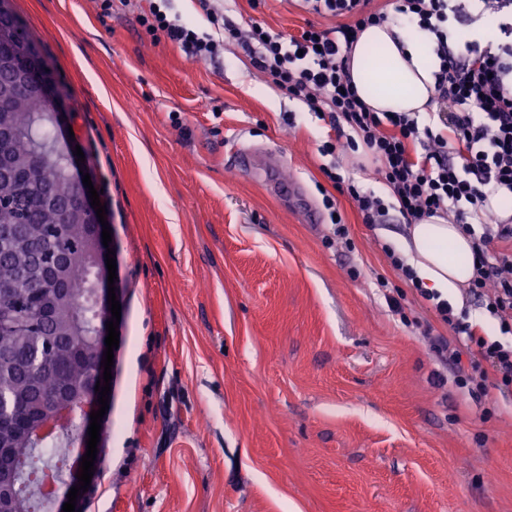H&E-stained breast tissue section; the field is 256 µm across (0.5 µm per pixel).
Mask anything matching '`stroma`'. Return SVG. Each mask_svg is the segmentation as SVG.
Segmentation results:
<instances>
[{"instance_id": "obj_1", "label": "stroma", "mask_w": 512, "mask_h": 512, "mask_svg": "<svg viewBox=\"0 0 512 512\" xmlns=\"http://www.w3.org/2000/svg\"><path fill=\"white\" fill-rule=\"evenodd\" d=\"M8 5L107 209L122 290L81 512H512V389L455 386L433 348L450 330L385 253L408 226H368L336 192L326 123L236 42L201 61L153 42L149 0ZM218 7L288 36L325 23L295 0ZM236 141L278 166L238 171Z\"/></svg>"}]
</instances>
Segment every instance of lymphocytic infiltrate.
<instances>
[{
    "label": "lymphocytic infiltrate",
    "mask_w": 512,
    "mask_h": 512,
    "mask_svg": "<svg viewBox=\"0 0 512 512\" xmlns=\"http://www.w3.org/2000/svg\"><path fill=\"white\" fill-rule=\"evenodd\" d=\"M199 2L209 22L222 25L223 38L169 15L168 0H151L139 20L153 40L167 39L192 59L214 57L225 40H234L268 83L344 135L347 150L371 156L393 206L335 165L322 168L334 188L356 203L365 223H382L394 207L410 224L437 215L457 225L472 241L469 288L497 320L500 336L478 333L467 310H454L424 288L421 296L432 301L453 334L435 349L455 368L458 388H511L512 225L497 222L490 201L512 196V0H397L391 11L374 0H301L303 9L337 24L311 25L289 37L257 23L241 29L226 23L211 0ZM490 18L496 39L473 38L472 29ZM392 20L418 23L435 36L437 127H420L414 112L370 111L347 75L360 33Z\"/></svg>",
    "instance_id": "1"
}]
</instances>
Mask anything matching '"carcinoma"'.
I'll list each match as a JSON object with an SVG mask.
<instances>
[{"mask_svg":"<svg viewBox=\"0 0 512 512\" xmlns=\"http://www.w3.org/2000/svg\"><path fill=\"white\" fill-rule=\"evenodd\" d=\"M0 86L21 80L20 64L34 57L46 68L33 43L21 36L0 40ZM47 112L45 102L33 91L22 90L5 108L0 119L13 129L9 152L23 164L10 179H0V195H13L15 209L0 210V230L13 227L16 236L8 241L0 234V442L9 449L8 460L20 471L17 495L37 512L36 497L30 494L33 478L52 465V459L33 448L28 434L30 422L47 415L49 398L55 394H82L93 358L92 331L104 311L93 298V271L86 251L90 218L75 217L77 187L69 179L61 147L56 145L48 120L37 122ZM51 171L57 196L46 205L26 189L29 181ZM54 251L62 258L61 274L77 286V295L62 301L55 319L46 324V335L22 334L19 325L36 322L45 289L20 281V267L35 268L43 255Z\"/></svg>","mask_w":512,"mask_h":512,"instance_id":"cac0c4a2","label":"carcinoma"}]
</instances>
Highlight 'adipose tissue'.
I'll return each instance as SVG.
<instances>
[{"label":"adipose tissue","mask_w":512,"mask_h":512,"mask_svg":"<svg viewBox=\"0 0 512 512\" xmlns=\"http://www.w3.org/2000/svg\"><path fill=\"white\" fill-rule=\"evenodd\" d=\"M432 44V34L415 23H385L361 32L348 75L364 103L375 112H427L438 68ZM402 252L425 288L461 307L460 290L471 280L473 265L471 242L456 225L439 216L411 225Z\"/></svg>","instance_id":"ef3b65f1"}]
</instances>
